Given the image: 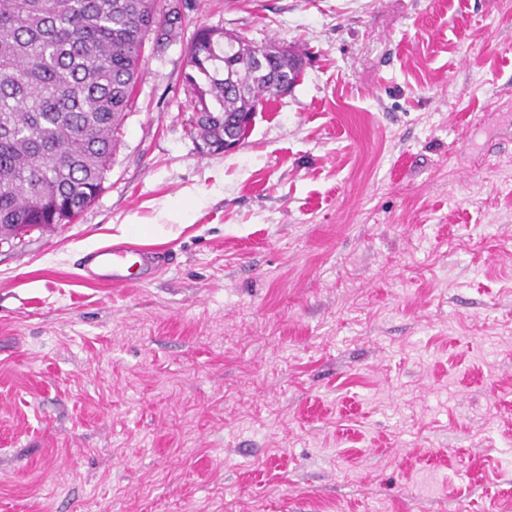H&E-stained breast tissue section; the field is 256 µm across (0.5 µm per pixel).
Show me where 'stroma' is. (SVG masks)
<instances>
[{
  "mask_svg": "<svg viewBox=\"0 0 512 512\" xmlns=\"http://www.w3.org/2000/svg\"><path fill=\"white\" fill-rule=\"evenodd\" d=\"M181 8L304 74L205 155L146 48L95 202L0 242V512H512V8ZM134 257L140 268H145L144 276L148 277L153 267L169 264L170 259L160 256L148 248L130 251L121 246H105L82 258L83 278L86 281L113 286L129 283L127 275V259Z\"/></svg>",
  "mask_w": 512,
  "mask_h": 512,
  "instance_id": "stroma-1",
  "label": "stroma"
}]
</instances>
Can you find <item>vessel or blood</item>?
Masks as SVG:
<instances>
[{
  "instance_id": "b4317fda",
  "label": "vessel or blood",
  "mask_w": 512,
  "mask_h": 512,
  "mask_svg": "<svg viewBox=\"0 0 512 512\" xmlns=\"http://www.w3.org/2000/svg\"><path fill=\"white\" fill-rule=\"evenodd\" d=\"M135 257L140 267L152 270L165 265L166 257L147 248L133 252L121 246H105L86 254L81 262L86 281L113 286H123L129 281L127 259Z\"/></svg>"
}]
</instances>
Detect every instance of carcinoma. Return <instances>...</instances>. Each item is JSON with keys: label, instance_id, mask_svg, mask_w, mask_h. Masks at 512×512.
Returning a JSON list of instances; mask_svg holds the SVG:
<instances>
[{"label": "carcinoma", "instance_id": "obj_1", "mask_svg": "<svg viewBox=\"0 0 512 512\" xmlns=\"http://www.w3.org/2000/svg\"><path fill=\"white\" fill-rule=\"evenodd\" d=\"M185 15L164 0H0V225L16 237L35 224L72 223L110 171L146 43L169 42ZM267 62L261 70L255 57ZM233 77L224 79V66ZM302 55L197 25L182 83L190 133L245 139L254 116L302 75Z\"/></svg>", "mask_w": 512, "mask_h": 512}]
</instances>
